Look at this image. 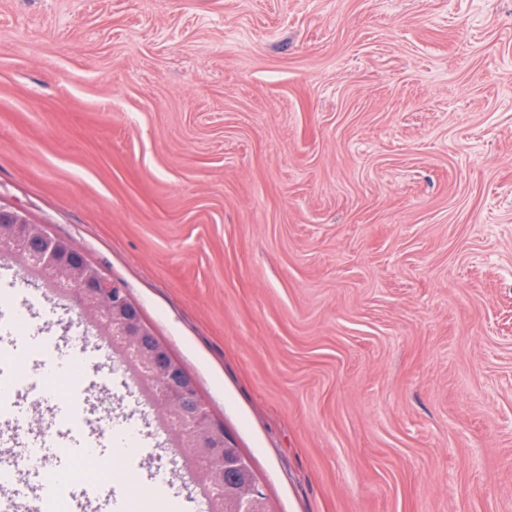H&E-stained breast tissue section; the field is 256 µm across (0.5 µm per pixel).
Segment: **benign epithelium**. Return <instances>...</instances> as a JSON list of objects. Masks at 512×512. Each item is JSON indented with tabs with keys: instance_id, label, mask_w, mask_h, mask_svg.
<instances>
[{
	"instance_id": "benign-epithelium-1",
	"label": "benign epithelium",
	"mask_w": 512,
	"mask_h": 512,
	"mask_svg": "<svg viewBox=\"0 0 512 512\" xmlns=\"http://www.w3.org/2000/svg\"><path fill=\"white\" fill-rule=\"evenodd\" d=\"M0 250L26 266L45 271L70 293L75 306L101 323L120 342L139 374L154 383L156 408L184 435L201 479L218 502H224V429L211 415L195 383L145 324L121 285L91 269L83 254L52 238L16 211L0 208Z\"/></svg>"
}]
</instances>
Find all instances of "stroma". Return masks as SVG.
Returning <instances> with one entry per match:
<instances>
[{
  "instance_id": "stroma-1",
  "label": "stroma",
  "mask_w": 512,
  "mask_h": 512,
  "mask_svg": "<svg viewBox=\"0 0 512 512\" xmlns=\"http://www.w3.org/2000/svg\"><path fill=\"white\" fill-rule=\"evenodd\" d=\"M0 207L124 286L270 512H512V0H0ZM47 333L0 337L31 431L158 470L148 389L41 393Z\"/></svg>"
}]
</instances>
